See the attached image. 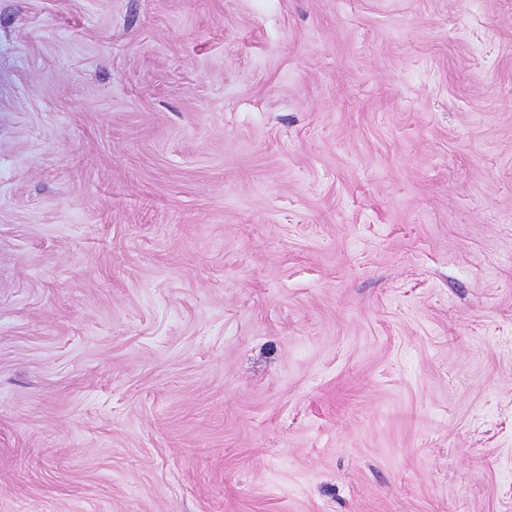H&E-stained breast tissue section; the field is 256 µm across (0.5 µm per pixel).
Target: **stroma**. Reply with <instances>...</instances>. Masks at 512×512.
Segmentation results:
<instances>
[{
    "instance_id": "obj_1",
    "label": "stroma",
    "mask_w": 512,
    "mask_h": 512,
    "mask_svg": "<svg viewBox=\"0 0 512 512\" xmlns=\"http://www.w3.org/2000/svg\"><path fill=\"white\" fill-rule=\"evenodd\" d=\"M0 512H512V0H0Z\"/></svg>"
}]
</instances>
